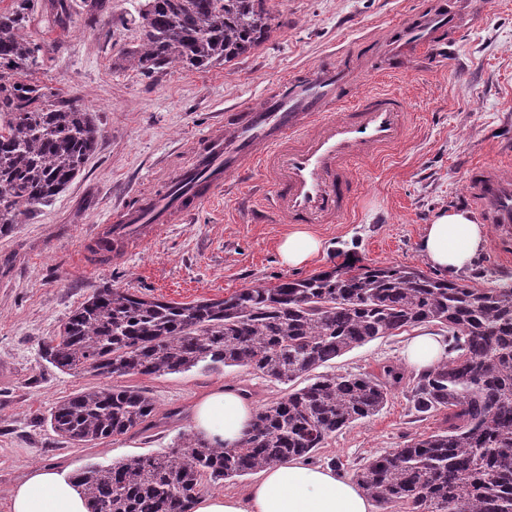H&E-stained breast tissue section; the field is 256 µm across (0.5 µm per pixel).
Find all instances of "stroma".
Wrapping results in <instances>:
<instances>
[{
  "mask_svg": "<svg viewBox=\"0 0 512 512\" xmlns=\"http://www.w3.org/2000/svg\"><path fill=\"white\" fill-rule=\"evenodd\" d=\"M141 2L111 0V22L95 30L78 14L63 30L39 22L28 29L30 39L61 46L47 55L36 79L95 112L101 136L67 188L0 237V512H10V490L30 467L54 464L73 473L90 462L170 448L189 434L194 404L216 387L251 380L260 404L286 392L238 367L120 378L59 371L42 346L94 289L109 285L189 303L305 278L352 259L427 272L431 266L420 248L425 225L439 210L467 208L466 184L475 166L512 163V0H497L491 12L472 0L470 20L440 35L447 57L416 64L403 80L371 67L361 71L358 92L400 94L410 127L402 143L357 165L351 211L336 223L312 225L323 250L309 264H282L277 247L292 226L273 212L256 215L261 194L255 177L201 207L191 222L165 225L149 250L104 266L79 265L75 254L88 227L102 223L126 196L160 191L188 160L194 138L223 121L226 111L259 101L291 71L336 54L361 57L367 41L397 34L450 0H277L276 26L250 53L206 70L177 67L150 78L119 55L139 42L129 19ZM461 278L478 287L512 282V259L499 258L494 228H487L481 255ZM407 338L403 332L374 340L325 369L376 373L392 365L414 380L417 371L401 357ZM116 384L145 391L165 413L164 423L147 436L132 431L88 446L53 432L49 417L56 403L85 388ZM442 426L439 415L417 418L407 389L399 388L380 413L328 438L314 461L339 465L350 477L364 459Z\"/></svg>",
  "mask_w": 512,
  "mask_h": 512,
  "instance_id": "obj_1",
  "label": "stroma"
}]
</instances>
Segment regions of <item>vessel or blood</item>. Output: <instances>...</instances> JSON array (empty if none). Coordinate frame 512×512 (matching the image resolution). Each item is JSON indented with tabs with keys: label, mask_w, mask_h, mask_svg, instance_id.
Returning <instances> with one entry per match:
<instances>
[{
	"label": "vessel or blood",
	"mask_w": 512,
	"mask_h": 512,
	"mask_svg": "<svg viewBox=\"0 0 512 512\" xmlns=\"http://www.w3.org/2000/svg\"><path fill=\"white\" fill-rule=\"evenodd\" d=\"M462 12L427 14L381 46L392 72L410 73L430 53L447 54L438 34ZM353 73L345 61L315 64L284 80L265 99L225 113L203 133L166 188L114 209L92 227L76 256L122 260L150 246L164 225L188 219L232 180L257 170L271 184V207L293 224H332L354 202L352 168L389 151L406 136V106L392 94L348 97ZM470 206L483 223L512 242V177L500 164L484 163L469 183Z\"/></svg>",
	"instance_id": "1"
}]
</instances>
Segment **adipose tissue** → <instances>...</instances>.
Returning a JSON list of instances; mask_svg holds the SVG:
<instances>
[{
	"label": "adipose tissue",
	"instance_id": "obj_1",
	"mask_svg": "<svg viewBox=\"0 0 512 512\" xmlns=\"http://www.w3.org/2000/svg\"><path fill=\"white\" fill-rule=\"evenodd\" d=\"M486 228L468 211L444 209L428 224L420 241L423 255L439 272L454 276L471 267L484 248ZM321 240L305 229L286 235L278 250L283 264L303 266L321 251ZM403 356L418 369L448 358L445 337L411 338ZM254 407L230 388H219L192 410V429L204 441L228 448L239 445L251 429ZM12 512H89L81 487L54 465L30 468L11 492ZM194 512H374L372 500L340 469L291 458L258 474L245 495L199 497Z\"/></svg>",
	"mask_w": 512,
	"mask_h": 512
}]
</instances>
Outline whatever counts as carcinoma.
Here are the masks:
<instances>
[{"mask_svg": "<svg viewBox=\"0 0 512 512\" xmlns=\"http://www.w3.org/2000/svg\"><path fill=\"white\" fill-rule=\"evenodd\" d=\"M37 0L0 12V236L59 195L96 150L95 113L28 75L55 43L25 35ZM49 25L67 28L71 0H48ZM87 24L111 15L86 0ZM273 0H145L135 50L120 54L150 77L160 70L225 65L258 47ZM423 325L447 333L448 360L413 382L419 417L444 413L425 439L367 460L358 484L383 512H512V284L477 287L407 265L346 263L301 279L243 288L223 299L174 303L104 287L44 344L62 372L163 375L203 365L244 367L293 385L256 411L235 448L182 436L164 452L89 464L73 478L91 512H182L208 485L293 457L385 406L403 376L319 368L350 350ZM156 406L128 386L90 387L57 403L50 425L81 445L155 426Z\"/></svg>", "mask_w": 512, "mask_h": 512, "instance_id": "carcinoma-1", "label": "carcinoma"}]
</instances>
